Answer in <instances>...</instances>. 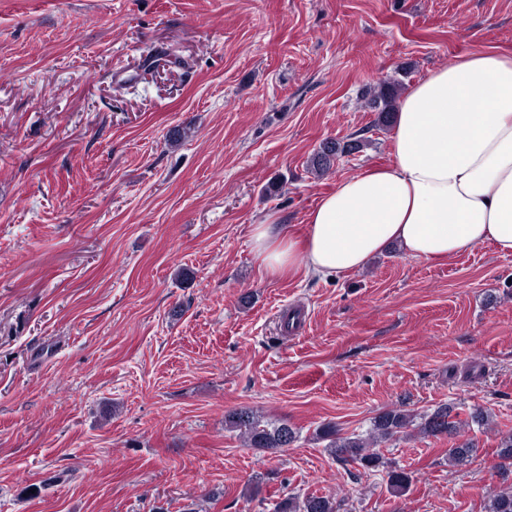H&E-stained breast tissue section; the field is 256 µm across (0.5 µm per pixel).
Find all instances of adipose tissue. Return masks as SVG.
Segmentation results:
<instances>
[{
	"mask_svg": "<svg viewBox=\"0 0 512 512\" xmlns=\"http://www.w3.org/2000/svg\"><path fill=\"white\" fill-rule=\"evenodd\" d=\"M394 122L390 162L340 180L302 237L272 217L253 225L268 274L344 276L394 246L421 261L483 242L512 255V56L461 55L413 85Z\"/></svg>",
	"mask_w": 512,
	"mask_h": 512,
	"instance_id": "adipose-tissue-1",
	"label": "adipose tissue"
}]
</instances>
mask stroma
I'll return each instance as SVG.
<instances>
[{
	"mask_svg": "<svg viewBox=\"0 0 512 512\" xmlns=\"http://www.w3.org/2000/svg\"><path fill=\"white\" fill-rule=\"evenodd\" d=\"M512 53V0H0V512H486L512 434V255L400 253L275 277L251 227L302 232L390 160L361 98ZM166 59L144 71L149 52ZM186 136L172 141L175 129ZM358 140L323 177V143ZM472 407L476 456L417 428L367 470L318 436ZM248 407L298 433L263 452ZM413 481L392 493L389 473ZM224 426L230 431H239L249 448L277 450L288 447L296 438L288 423H269L264 421V416L250 408L228 412L224 416ZM275 512H334L335 506L331 499L325 496H308L302 503L289 498L275 505Z\"/></svg>",
	"mask_w": 512,
	"mask_h": 512,
	"instance_id": "stroma-1",
	"label": "stroma"
}]
</instances>
